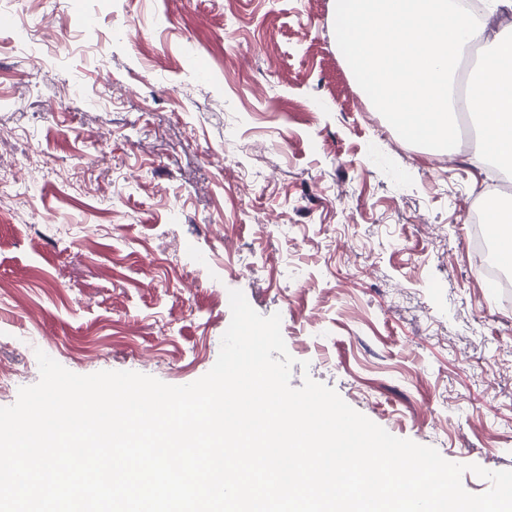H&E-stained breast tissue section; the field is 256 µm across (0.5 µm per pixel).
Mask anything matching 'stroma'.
<instances>
[{
    "label": "stroma",
    "instance_id": "1",
    "mask_svg": "<svg viewBox=\"0 0 512 512\" xmlns=\"http://www.w3.org/2000/svg\"><path fill=\"white\" fill-rule=\"evenodd\" d=\"M334 20L335 0H0V406L39 350L190 384L238 289L281 315L292 387L512 470V291L471 223L504 174L405 142Z\"/></svg>",
    "mask_w": 512,
    "mask_h": 512
}]
</instances>
